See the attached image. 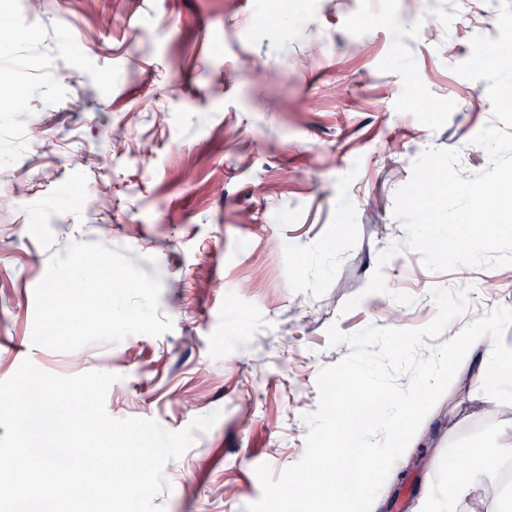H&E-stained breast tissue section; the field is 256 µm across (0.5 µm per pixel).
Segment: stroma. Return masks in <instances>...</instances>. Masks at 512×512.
I'll use <instances>...</instances> for the list:
<instances>
[{
  "instance_id": "1",
  "label": "stroma",
  "mask_w": 512,
  "mask_h": 512,
  "mask_svg": "<svg viewBox=\"0 0 512 512\" xmlns=\"http://www.w3.org/2000/svg\"><path fill=\"white\" fill-rule=\"evenodd\" d=\"M498 6L479 18L456 0H0L13 23L0 63L28 91L21 112L0 92V380L28 358L116 374V419L177 432L218 413L167 463L155 502L246 512L259 464L278 475L303 457L318 373L350 352L329 346V326L420 328L438 312L432 287H466L454 326L511 337L512 266L428 270L393 214L427 148L458 151L467 178L488 168L472 142L493 121L488 83L452 67L473 35L498 37ZM412 86L428 110L410 107ZM74 240L158 276L172 330L33 346L34 288ZM377 271L387 292L364 295ZM480 362L464 358L373 512H427L448 494L449 455L512 449V400L494 377L463 383Z\"/></svg>"
}]
</instances>
